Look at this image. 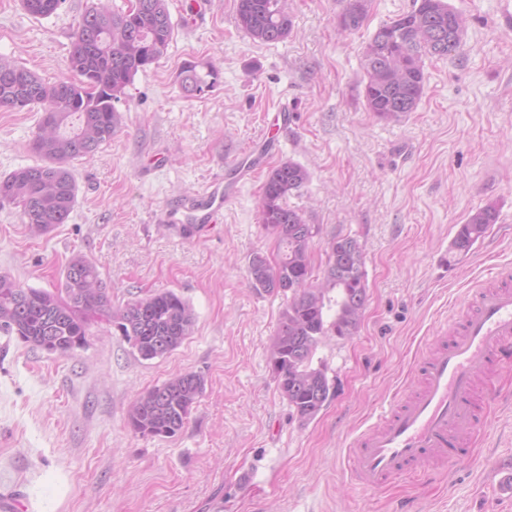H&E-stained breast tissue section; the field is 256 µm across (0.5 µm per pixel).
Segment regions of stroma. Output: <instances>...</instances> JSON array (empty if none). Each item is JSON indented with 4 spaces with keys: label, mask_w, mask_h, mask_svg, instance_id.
Listing matches in <instances>:
<instances>
[{
    "label": "stroma",
    "mask_w": 512,
    "mask_h": 512,
    "mask_svg": "<svg viewBox=\"0 0 512 512\" xmlns=\"http://www.w3.org/2000/svg\"><path fill=\"white\" fill-rule=\"evenodd\" d=\"M466 20L463 47L426 61L415 111L383 120L365 106L364 48L412 0H368L361 28L341 31L349 0H286L279 42L253 41L236 0H167L176 25L165 55L137 73L117 108L122 124L75 161L77 204L66 223L33 234L0 208V273L50 289L74 255L98 268L113 304L168 289L192 306L194 331L172 353L135 356L110 319L67 355L0 334V492L26 512H512L498 478L512 469V367L486 385L484 425L470 451L438 476L368 489L346 465L353 440L418 384V362L473 288L512 273V27L503 0H449ZM89 0L36 19L0 0V56L49 83L70 79L71 36ZM215 71L187 93L182 69ZM294 121L267 167L310 173L288 205L320 227L323 269L336 235L365 253L368 302L352 338L316 356L336 395L312 420L292 416L268 367L284 295L252 288L253 253L275 242L260 217L265 174L244 184L224 221L186 240L161 210L257 150L280 104ZM38 113L0 110V176L35 164ZM499 217L465 255L449 244L471 212ZM206 378L172 438L127 425L135 399L172 376Z\"/></svg>",
    "instance_id": "35a3bbf8"
}]
</instances>
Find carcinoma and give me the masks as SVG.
<instances>
[{
    "mask_svg": "<svg viewBox=\"0 0 512 512\" xmlns=\"http://www.w3.org/2000/svg\"><path fill=\"white\" fill-rule=\"evenodd\" d=\"M63 2L21 0V5L38 19L55 14ZM366 16L367 0H351L339 27L357 30ZM236 19L262 43L279 42L292 30L286 0H237ZM174 31L166 0H139L134 11H115L99 2L85 9L73 31L72 79L49 84L18 61L0 57V110L40 113L31 141L38 162L0 177V208H17L35 234L66 223L78 197L71 163L112 140L122 121L116 103L138 72L164 56ZM463 36L464 19L448 0H412L409 11L380 25L364 55L368 111L384 120L414 111L426 81L425 60L460 52ZM206 86L196 67L188 66L184 90L200 93ZM309 178L306 168L291 161L269 171L262 185L261 224L275 239L277 254L271 263L255 253L248 267L253 288L287 296L269 364L280 394L303 421L314 419L335 395L326 368L314 363L319 345L328 336H354L368 300L364 251L352 236H336L321 281L312 280L310 247L319 226L286 204ZM497 219L493 203L469 214L450 250L469 253ZM92 315L110 317L143 360L173 352L193 333L196 321L191 305L167 289L112 306L99 271L83 255L70 259L53 291L25 288L0 273V332L7 336L48 353L70 354L84 347ZM204 391L202 374H177L138 396L129 427L142 437H174Z\"/></svg>",
    "mask_w": 512,
    "mask_h": 512,
    "instance_id": "cac0c4a2",
    "label": "carcinoma"
}]
</instances>
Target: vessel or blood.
Listing matches in <instances>:
<instances>
[{"mask_svg": "<svg viewBox=\"0 0 512 512\" xmlns=\"http://www.w3.org/2000/svg\"><path fill=\"white\" fill-rule=\"evenodd\" d=\"M277 148L276 138L267 137L259 151L235 158L224 178L166 208L161 222L175 228L217 223L239 186L252 180ZM454 324V338L434 344L423 358L420 392L395 402L352 443L347 466L369 488L399 477L420 480L462 457L469 447L481 426L472 399L476 383L512 363V281L475 288Z\"/></svg>", "mask_w": 512, "mask_h": 512, "instance_id": "vessel-or-blood-1", "label": "vessel or blood"}]
</instances>
